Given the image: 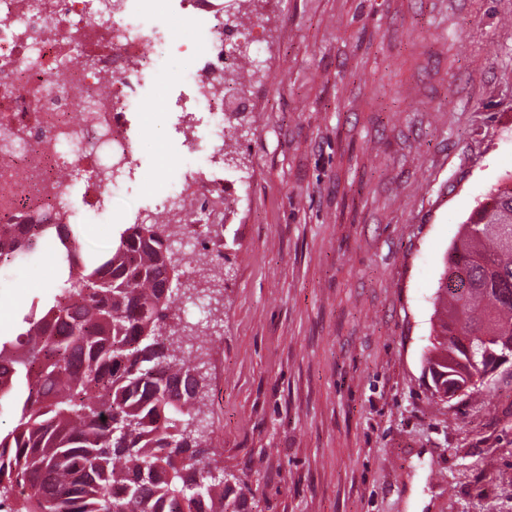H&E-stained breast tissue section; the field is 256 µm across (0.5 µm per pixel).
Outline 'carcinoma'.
Segmentation results:
<instances>
[{"label": "carcinoma", "instance_id": "cac0c4a2", "mask_svg": "<svg viewBox=\"0 0 512 512\" xmlns=\"http://www.w3.org/2000/svg\"><path fill=\"white\" fill-rule=\"evenodd\" d=\"M181 226L130 224L102 255L81 225H0V267L54 245L62 270L12 334H0V506L9 512H245L209 476L193 328L169 324L181 290ZM172 286L164 288L168 272ZM427 357L432 399L512 357V185L492 190L446 255ZM126 431L112 433L107 418Z\"/></svg>", "mask_w": 512, "mask_h": 512}]
</instances>
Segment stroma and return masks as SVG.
<instances>
[{"instance_id":"obj_1","label":"stroma","mask_w":512,"mask_h":512,"mask_svg":"<svg viewBox=\"0 0 512 512\" xmlns=\"http://www.w3.org/2000/svg\"><path fill=\"white\" fill-rule=\"evenodd\" d=\"M259 39L228 89L245 136L179 118L190 55L167 49L131 128L136 176L113 218L71 201L82 245L158 213L189 147L224 188L222 300L205 412L218 463L261 512H512V363L481 394L439 402L426 357L444 258L512 174V0H238ZM60 278L38 252L0 281V332Z\"/></svg>"}]
</instances>
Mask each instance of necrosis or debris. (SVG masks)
Listing matches in <instances>:
<instances>
[{"label": "necrosis or debris", "mask_w": 512, "mask_h": 512, "mask_svg": "<svg viewBox=\"0 0 512 512\" xmlns=\"http://www.w3.org/2000/svg\"><path fill=\"white\" fill-rule=\"evenodd\" d=\"M103 0H0V139L20 128L13 148L0 151V224H78L69 200L82 181L94 209L112 203L118 176L133 171L135 144L128 114L140 90L160 71L161 48L177 47L199 61L187 81L196 105L210 112L240 111L241 103L214 92L224 70L258 49L238 30L225 0H129L98 37ZM192 25L196 35L175 41L173 26ZM74 46L96 57V69L63 63Z\"/></svg>", "instance_id": "obj_1"}]
</instances>
